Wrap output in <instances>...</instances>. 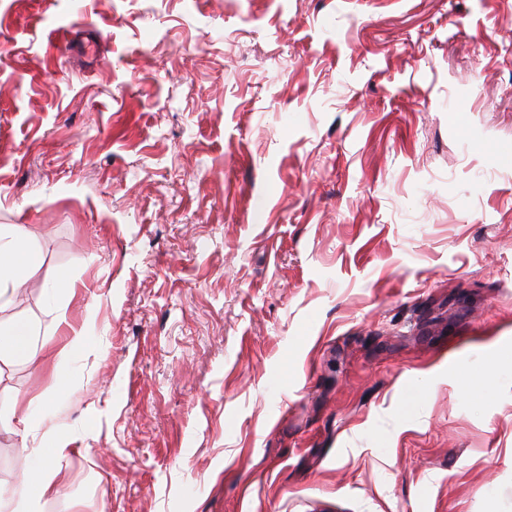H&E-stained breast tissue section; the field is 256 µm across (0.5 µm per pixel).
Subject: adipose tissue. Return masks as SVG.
Returning <instances> with one entry per match:
<instances>
[{
	"label": "adipose tissue",
	"instance_id": "adipose-tissue-1",
	"mask_svg": "<svg viewBox=\"0 0 512 512\" xmlns=\"http://www.w3.org/2000/svg\"><path fill=\"white\" fill-rule=\"evenodd\" d=\"M42 264V256L27 241L19 226H0V309L13 303L19 291ZM34 325L15 318L0 323V364L11 365L32 357ZM68 443L58 439L55 446L45 449L42 464L27 471L15 487L26 512H40V499L52 491L57 467L65 458Z\"/></svg>",
	"mask_w": 512,
	"mask_h": 512
}]
</instances>
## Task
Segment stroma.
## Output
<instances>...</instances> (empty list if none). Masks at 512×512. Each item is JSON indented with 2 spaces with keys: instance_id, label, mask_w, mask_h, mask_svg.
I'll use <instances>...</instances> for the list:
<instances>
[{
  "instance_id": "stroma-1",
  "label": "stroma",
  "mask_w": 512,
  "mask_h": 512,
  "mask_svg": "<svg viewBox=\"0 0 512 512\" xmlns=\"http://www.w3.org/2000/svg\"><path fill=\"white\" fill-rule=\"evenodd\" d=\"M89 8L0 0L42 512H512V0ZM67 447V441L60 438L54 448H45V461L38 468L27 471L20 484L14 488L12 495H18L23 507L27 509L22 512H40L39 501L53 490L57 467L66 457Z\"/></svg>"
}]
</instances>
